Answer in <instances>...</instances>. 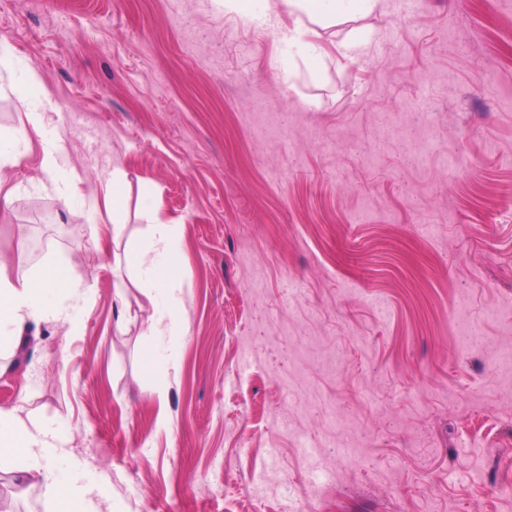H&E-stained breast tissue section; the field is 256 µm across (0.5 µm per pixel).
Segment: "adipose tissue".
<instances>
[{"mask_svg": "<svg viewBox=\"0 0 512 512\" xmlns=\"http://www.w3.org/2000/svg\"><path fill=\"white\" fill-rule=\"evenodd\" d=\"M268 16L287 15L284 41L300 45L303 60L311 67L321 66L326 51L320 44V30L331 19L370 14L384 7V0H262ZM64 151L61 138L43 148L44 187L62 208H70L74 184L63 174L58 159ZM177 227L157 223L143 242H128L125 260L135 273L133 284L143 289L152 310L143 320L146 335H187L189 325L183 316L182 292L177 265ZM91 286L77 262H45L31 275L13 278L0 267V325L11 326L10 334H0V351L19 353L25 340L21 331L31 320L70 323L68 301L87 296ZM63 450V439L53 428L26 424L16 411L0 410V467L24 459L27 478L42 490L45 512H97L92 488L62 481L52 466Z\"/></svg>", "mask_w": 512, "mask_h": 512, "instance_id": "1", "label": "adipose tissue"}]
</instances>
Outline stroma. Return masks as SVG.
I'll list each match as a JSON object with an SVG mask.
<instances>
[{
	"mask_svg": "<svg viewBox=\"0 0 512 512\" xmlns=\"http://www.w3.org/2000/svg\"><path fill=\"white\" fill-rule=\"evenodd\" d=\"M242 5L0 7L41 78L33 123L0 68L18 140L0 188L21 194L0 261L70 259L93 286L71 324H26L0 409L63 430L56 466L105 489L98 512H512V402L487 361L512 326V0H385L322 30L324 65L289 82L287 20ZM58 135L67 211L40 186ZM154 215L180 227L186 336L144 335L114 260ZM0 512H43L40 489L0 473Z\"/></svg>",
	"mask_w": 512,
	"mask_h": 512,
	"instance_id": "35a3bbf8",
	"label": "stroma"
}]
</instances>
